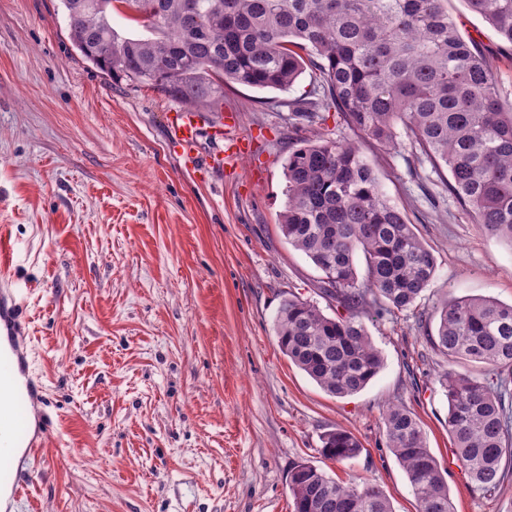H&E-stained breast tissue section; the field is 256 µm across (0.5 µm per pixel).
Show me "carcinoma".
<instances>
[{
	"label": "carcinoma",
	"mask_w": 512,
	"mask_h": 512,
	"mask_svg": "<svg viewBox=\"0 0 512 512\" xmlns=\"http://www.w3.org/2000/svg\"><path fill=\"white\" fill-rule=\"evenodd\" d=\"M69 39L105 75L150 87L190 109L217 108L224 85L289 89L305 68L312 99L292 104L313 122L334 109L356 141L302 139L285 167L287 204L279 229L320 272L338 309L325 315L295 294L274 329L282 353L333 396L365 388L382 367L363 317L372 308L410 309L429 288L434 256L386 197L362 143L395 145L402 125L448 191L489 235L512 244V106L494 60L464 38L448 0H61ZM134 12L144 34L112 27L114 3ZM512 44V0H465ZM365 280L359 281L358 258ZM430 342L447 359L439 383L448 433L471 487L495 492L512 465L508 394L512 304L490 297L444 300ZM387 447L402 464L417 512H454L448 484L417 417L402 405L383 413ZM362 445L336 428L321 454L337 463ZM294 512H393L369 483L339 482L307 461L293 464Z\"/></svg>",
	"instance_id": "1"
}]
</instances>
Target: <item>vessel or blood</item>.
<instances>
[{
	"label": "vessel or blood",
	"instance_id": "obj_1",
	"mask_svg": "<svg viewBox=\"0 0 512 512\" xmlns=\"http://www.w3.org/2000/svg\"><path fill=\"white\" fill-rule=\"evenodd\" d=\"M197 120L193 113L179 114L173 135L187 157L197 152ZM26 321L17 290L0 289V512H12L32 480L31 461L47 438L51 422L39 417L34 432L21 430L14 403L24 395L35 404L44 395V384L30 368Z\"/></svg>",
	"mask_w": 512,
	"mask_h": 512
}]
</instances>
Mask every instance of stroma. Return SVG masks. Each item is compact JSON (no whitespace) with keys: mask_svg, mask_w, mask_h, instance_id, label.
<instances>
[{"mask_svg":"<svg viewBox=\"0 0 512 512\" xmlns=\"http://www.w3.org/2000/svg\"><path fill=\"white\" fill-rule=\"evenodd\" d=\"M448 11L499 62L511 104L512 45L464 0ZM311 86L307 74L284 92L226 86L197 137L199 158L224 164L202 171L171 132L181 104L87 62L60 0H0V226L15 245L4 277L25 297L39 410L52 420L16 512H293L300 460L416 512L383 436L392 404L421 420L454 512H512V472L487 496L452 459L447 362L428 341L444 299L512 302V245L457 203L447 169L404 128L397 147L364 152L435 258L430 287L416 307L365 319L383 364L355 394L324 392L278 346L288 294L329 308L318 271L278 228L288 154L320 131L356 137L332 117L293 120L290 103ZM336 427L363 446L342 464L320 452Z\"/></svg>","mask_w":512,"mask_h":512,"instance_id":"1","label":"stroma"}]
</instances>
